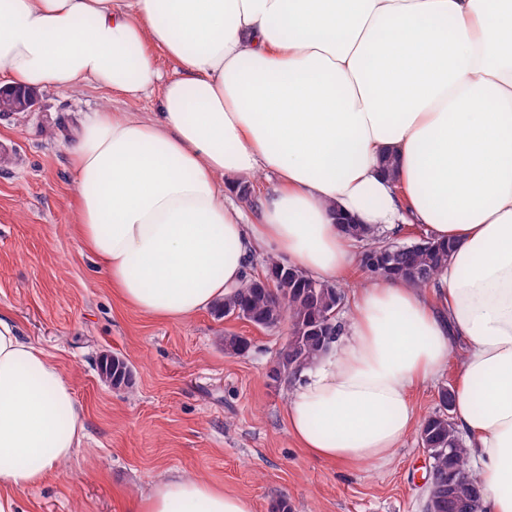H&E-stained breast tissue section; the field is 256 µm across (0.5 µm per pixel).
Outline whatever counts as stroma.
Wrapping results in <instances>:
<instances>
[{"instance_id": "35a3bbf8", "label": "stroma", "mask_w": 512, "mask_h": 512, "mask_svg": "<svg viewBox=\"0 0 512 512\" xmlns=\"http://www.w3.org/2000/svg\"><path fill=\"white\" fill-rule=\"evenodd\" d=\"M109 107L147 117L154 97L119 99L93 84L42 88L35 111L0 115V310L64 371L86 437L43 483L16 490L20 512H126L170 472L224 485L269 512H424L428 463L411 433L380 466L344 470L303 455L285 420L287 388L269 369L289 334L205 311L162 321L121 304L74 236L76 192L66 148L81 113ZM228 334L249 350H224ZM117 356L132 382L100 376Z\"/></svg>"}]
</instances>
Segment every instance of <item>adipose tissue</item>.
Segmentation results:
<instances>
[{
	"mask_svg": "<svg viewBox=\"0 0 512 512\" xmlns=\"http://www.w3.org/2000/svg\"><path fill=\"white\" fill-rule=\"evenodd\" d=\"M0 82L155 94L153 118L98 110L68 147L76 237L154 318L222 302L259 251L353 278L345 218L450 243L427 287L356 289L292 381L288 431L334 465L390 460L422 423L414 391L462 340L454 422L487 512H512V0H0ZM262 173L276 182L244 211ZM84 437L64 372L0 311V512ZM128 512L255 510L170 473Z\"/></svg>",
	"mask_w": 512,
	"mask_h": 512,
	"instance_id": "adipose-tissue-1",
	"label": "adipose tissue"
}]
</instances>
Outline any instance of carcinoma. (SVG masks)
I'll use <instances>...</instances> for the list:
<instances>
[{"mask_svg": "<svg viewBox=\"0 0 512 512\" xmlns=\"http://www.w3.org/2000/svg\"><path fill=\"white\" fill-rule=\"evenodd\" d=\"M386 262L399 279L426 287L448 265L450 247L428 240L399 247L386 246ZM344 294L331 282L316 280L300 269L270 257L265 272L249 278L233 295L214 308L222 317L236 315L262 329L289 324L290 335L278 352L270 379L288 384L330 346V336L340 326L338 315ZM250 343L244 336L224 337V350L242 355ZM100 372L105 382L118 388L130 381L127 363L114 356L103 360ZM439 409L422 421L419 438L428 446L434 474L428 490L426 512H484L483 496L469 471L465 439L448 415L452 391L439 390Z\"/></svg>", "mask_w": 512, "mask_h": 512, "instance_id": "obj_1", "label": "carcinoma"}]
</instances>
